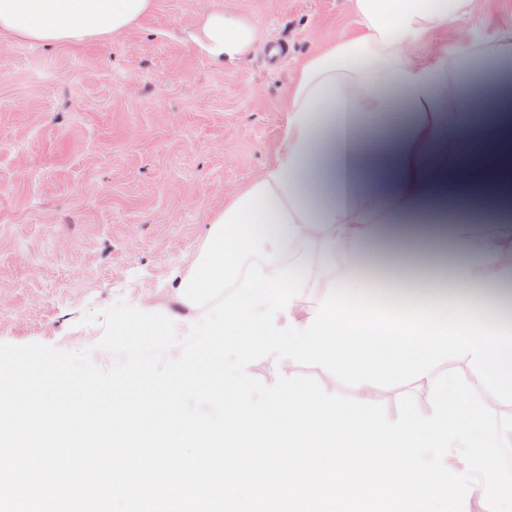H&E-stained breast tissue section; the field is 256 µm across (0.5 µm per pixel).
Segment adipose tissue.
<instances>
[{
    "label": "adipose tissue",
    "mask_w": 512,
    "mask_h": 512,
    "mask_svg": "<svg viewBox=\"0 0 512 512\" xmlns=\"http://www.w3.org/2000/svg\"><path fill=\"white\" fill-rule=\"evenodd\" d=\"M152 0H0V32L74 43L127 31ZM361 27L299 71L284 147L212 219L178 283L200 301L235 282L251 257L277 267L319 260L329 286L392 302L463 307L512 328V109L472 129L476 93L493 97L512 68V26L434 62L410 50L433 29L468 22L476 0H352ZM260 35L241 18L203 13L193 42L214 62L245 58ZM448 242L451 275L416 270Z\"/></svg>",
    "instance_id": "1"
}]
</instances>
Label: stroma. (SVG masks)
<instances>
[{"mask_svg": "<svg viewBox=\"0 0 512 512\" xmlns=\"http://www.w3.org/2000/svg\"><path fill=\"white\" fill-rule=\"evenodd\" d=\"M260 29L222 66L188 39L206 10ZM349 0H153L120 35L46 45L0 34V342L88 349L100 367L102 313L118 300L174 318L185 335L203 311L174 288L212 217L280 153L292 80L336 37H356ZM454 26L418 56L466 54ZM260 379L307 374L356 396L318 366L263 358ZM397 418L402 394L432 411V385L377 387Z\"/></svg>", "mask_w": 512, "mask_h": 512, "instance_id": "1", "label": "stroma"}]
</instances>
